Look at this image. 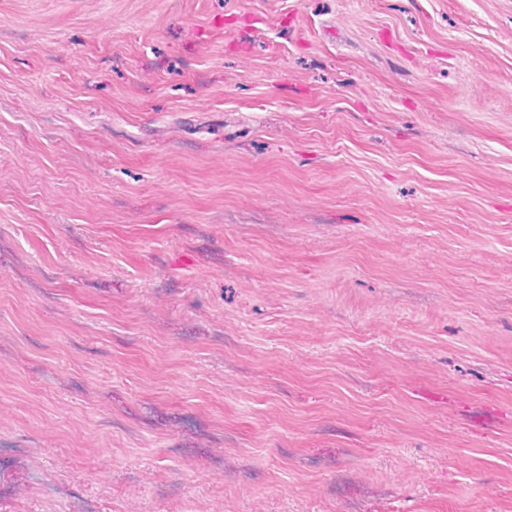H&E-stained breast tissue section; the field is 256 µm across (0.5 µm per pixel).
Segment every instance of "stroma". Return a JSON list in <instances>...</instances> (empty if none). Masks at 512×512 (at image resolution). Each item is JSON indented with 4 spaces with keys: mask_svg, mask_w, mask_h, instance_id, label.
<instances>
[{
    "mask_svg": "<svg viewBox=\"0 0 512 512\" xmlns=\"http://www.w3.org/2000/svg\"><path fill=\"white\" fill-rule=\"evenodd\" d=\"M0 512H512V0H0Z\"/></svg>",
    "mask_w": 512,
    "mask_h": 512,
    "instance_id": "1",
    "label": "stroma"
}]
</instances>
